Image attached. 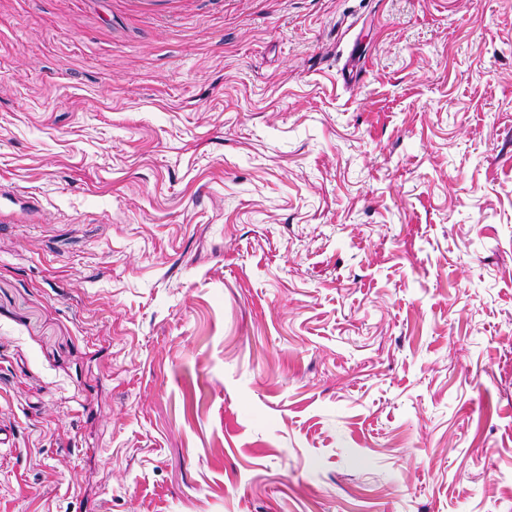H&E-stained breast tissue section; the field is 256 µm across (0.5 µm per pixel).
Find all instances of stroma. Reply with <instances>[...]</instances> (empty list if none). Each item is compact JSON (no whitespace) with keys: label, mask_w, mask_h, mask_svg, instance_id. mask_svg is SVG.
<instances>
[{"label":"stroma","mask_w":512,"mask_h":512,"mask_svg":"<svg viewBox=\"0 0 512 512\" xmlns=\"http://www.w3.org/2000/svg\"><path fill=\"white\" fill-rule=\"evenodd\" d=\"M0 512H512V0H0Z\"/></svg>","instance_id":"35a3bbf8"}]
</instances>
